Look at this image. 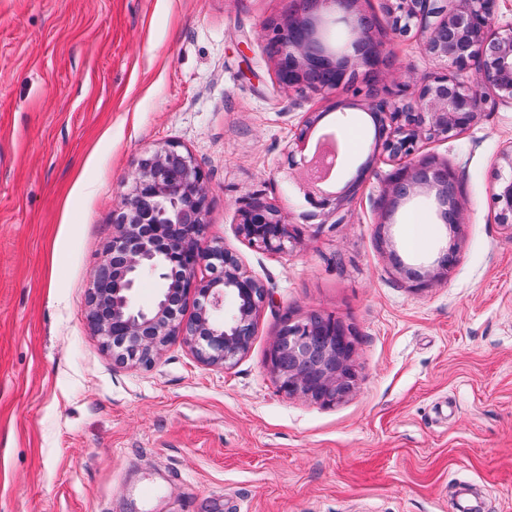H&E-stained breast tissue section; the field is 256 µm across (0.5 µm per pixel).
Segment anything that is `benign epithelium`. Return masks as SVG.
Listing matches in <instances>:
<instances>
[{"label":"benign epithelium","instance_id":"7a95c632","mask_svg":"<svg viewBox=\"0 0 512 512\" xmlns=\"http://www.w3.org/2000/svg\"><path fill=\"white\" fill-rule=\"evenodd\" d=\"M362 2L297 0L287 15L268 24L276 79L304 94L329 95L342 89L363 97L362 108L375 125L373 158L392 166L379 203L383 217L392 215L397 199L433 183L437 201L446 205L439 218L456 229L464 223V210L453 172L418 154L425 141L446 139L472 126L490 97L512 101V28L500 30V0H383L382 22ZM328 13L343 14L352 36L350 53L336 61L316 35L320 16ZM411 33L429 56L456 72L475 71L479 83L435 72L377 86L376 78L394 66L392 39ZM493 179L497 221L512 229V144L501 150ZM308 200L336 215L347 204V194L310 195ZM207 204V177L190 152L167 143L140 156L136 175L122 195L110 252L95 270L88 311L106 347H114L117 336L136 338L135 347L121 359L149 365L179 338L208 365L225 367L247 352L269 291L232 252L201 245ZM237 232L250 245L270 252L284 251L295 242L280 209L259 191L241 199ZM457 255L454 242L418 270L399 261L395 268L415 286L427 287L447 277ZM203 267L212 277L198 276ZM147 270L158 274L162 289L159 301L143 308L135 303L134 291ZM190 298L196 312L184 323L174 302ZM316 336L323 337L321 353L330 362L322 377L312 379L282 364L285 353L305 357ZM353 336L354 330L332 315L320 325L307 318L286 324L269 357L280 390L325 404L352 394L358 380L351 363Z\"/></svg>","mask_w":512,"mask_h":512}]
</instances>
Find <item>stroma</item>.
<instances>
[{
	"label": "stroma",
	"instance_id": "1",
	"mask_svg": "<svg viewBox=\"0 0 512 512\" xmlns=\"http://www.w3.org/2000/svg\"><path fill=\"white\" fill-rule=\"evenodd\" d=\"M291 2L0 0V512H512V230L491 202L512 102L424 142L465 222L414 248L407 217L432 197L380 226L391 167L357 97L278 84L264 26ZM392 50L399 72L442 69L413 36ZM325 133L343 141L338 217L315 214L297 177ZM168 142L208 177L203 243L271 292L227 367L180 340L151 365L116 362L87 319L137 160ZM257 190L289 249L238 234ZM453 239L459 259L430 288L389 258L426 265ZM315 313L356 333L357 388L329 405L287 396L268 365L286 321Z\"/></svg>",
	"mask_w": 512,
	"mask_h": 512
}]
</instances>
